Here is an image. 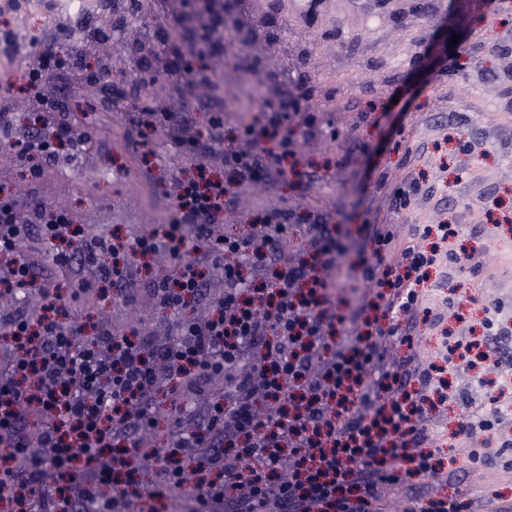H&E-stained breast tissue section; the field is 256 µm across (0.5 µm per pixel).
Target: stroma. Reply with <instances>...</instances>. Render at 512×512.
<instances>
[{
	"instance_id": "35a3bbf8",
	"label": "stroma",
	"mask_w": 512,
	"mask_h": 512,
	"mask_svg": "<svg viewBox=\"0 0 512 512\" xmlns=\"http://www.w3.org/2000/svg\"><path fill=\"white\" fill-rule=\"evenodd\" d=\"M83 14L70 13L56 0H38L37 12L63 15L73 38L87 31L110 30L112 0H86ZM328 16L345 18L341 41L315 35L310 77L318 88L294 122L305 131V115L316 117L317 135L300 142L296 173H271L267 182L238 189L234 208L225 211L224 227L249 233L261 209L285 206L299 217L290 228L295 245L305 242L307 224L326 214L333 234L349 247L340 265L327 271V295L350 314L367 288L355 271L370 250L362 246L370 224L398 225L402 237L426 224L454 229L451 248H477L483 261L477 274L457 267L433 272L425 291L440 316L433 324L423 315L410 318L422 361L441 364L444 336L480 341L484 358L474 365L457 361L448 373L446 410H429L422 421L442 457H457L447 482L413 480L389 498L385 512H403L408 499L422 506L455 496L463 512H512V0H454L451 11H438L426 25L401 32L392 26L360 38L359 17L347 13L343 0H328ZM453 19L466 50L454 71L449 57L438 53L421 66L413 61L444 25ZM235 55L209 58L210 77L224 89L233 138L240 125L253 120L243 109L255 77L237 70ZM66 91L73 100L77 125L92 141L81 155L47 165L31 184L0 152V189L20 199L35 197L50 209L68 211L75 224L100 235L131 238L166 223L169 205L164 183L189 162L165 131L154 136L151 156L127 139L136 111L128 102L111 104L78 78ZM429 186L408 209L389 203L390 192L411 179ZM467 301L449 307L454 295ZM501 308L499 339L485 336L481 322L491 304ZM97 316L125 323L144 322L165 331L149 300L132 306L102 302ZM496 398L499 422L478 436L489 461L469 466L460 424Z\"/></svg>"
}]
</instances>
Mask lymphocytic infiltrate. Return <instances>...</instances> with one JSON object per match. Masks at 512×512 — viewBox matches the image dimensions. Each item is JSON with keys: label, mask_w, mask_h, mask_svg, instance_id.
Returning a JSON list of instances; mask_svg holds the SVG:
<instances>
[{"label": "lymphocytic infiltrate", "mask_w": 512, "mask_h": 512, "mask_svg": "<svg viewBox=\"0 0 512 512\" xmlns=\"http://www.w3.org/2000/svg\"><path fill=\"white\" fill-rule=\"evenodd\" d=\"M171 26L185 30L165 44L173 62L165 79L191 112H142L133 125L140 146L155 132L175 134L191 165L167 198L168 223L126 242L93 236L67 211H47L0 190V291L37 289L36 313L0 315V501L20 512H131L134 501L164 499L192 486L187 512H381L388 492L416 478H440L420 426L430 398L446 400L448 381L412 355L386 358L387 338L412 345L404 317L427 312L423 286L436 267L477 270L481 259L445 249L449 229L427 224L400 243L386 225L368 227L373 260L360 267L369 291L357 314L329 305L319 272L334 267L343 246L317 216L308 249L283 262L263 283L245 265L267 266L282 253L298 217L262 209V241L213 235L233 191L282 171L295 156L290 113L258 104L262 116L242 126L244 149L224 154L220 170L206 160L224 141V95L206 60L224 49V0H190ZM32 44L41 45L39 37ZM37 67L21 89L37 102L23 128L11 114L12 87L0 89V150L30 182L60 153L90 142L73 125L68 94L46 90L48 78L71 73L104 89L119 82L83 50L41 45ZM208 115L206 134L188 129L192 111ZM193 226L195 239L184 228ZM49 246L39 262L24 248ZM173 269L142 278L158 253ZM86 269L71 282L56 275ZM146 291L157 308L181 314L179 334L159 341L138 324L77 317L73 305L118 297L134 304ZM175 390L209 399L206 413L167 403ZM167 427V438L143 447L142 432ZM156 480L144 486L142 470Z\"/></svg>", "instance_id": "1"}]
</instances>
